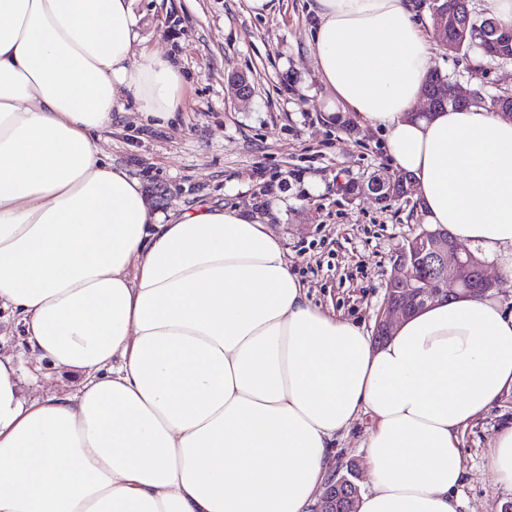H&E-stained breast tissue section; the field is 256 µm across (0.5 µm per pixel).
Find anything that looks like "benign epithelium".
<instances>
[{
    "mask_svg": "<svg viewBox=\"0 0 512 512\" xmlns=\"http://www.w3.org/2000/svg\"><path fill=\"white\" fill-rule=\"evenodd\" d=\"M428 110H434L442 101L470 106L476 103L475 93L454 84L448 90L433 89L423 93ZM412 181L399 183L389 175L376 180L371 189H362V195H372L378 200L394 197L398 200L411 197ZM389 286L399 287L397 294H388L384 313L377 324V336L385 339L393 335L397 322L429 303L448 299L449 293L457 296L479 295L495 287L488 277L483 261L472 251L454 241L445 230L425 231L407 241L396 253L394 275ZM345 478L332 481L321 498L319 512L339 510L336 488Z\"/></svg>",
    "mask_w": 512,
    "mask_h": 512,
    "instance_id": "obj_1",
    "label": "benign epithelium"
}]
</instances>
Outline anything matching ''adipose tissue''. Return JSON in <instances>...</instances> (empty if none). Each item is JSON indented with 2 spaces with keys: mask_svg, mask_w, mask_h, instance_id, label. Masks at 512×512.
<instances>
[{
  "mask_svg": "<svg viewBox=\"0 0 512 512\" xmlns=\"http://www.w3.org/2000/svg\"><path fill=\"white\" fill-rule=\"evenodd\" d=\"M135 2L0 0V512H308L366 415L357 512H458L460 436L512 394V311L457 297L378 343L310 303L259 218L154 211L101 147L127 100L180 106ZM311 9L328 121L376 130L423 223L512 282V118L419 111L413 0ZM489 459L512 494V423Z\"/></svg>",
  "mask_w": 512,
  "mask_h": 512,
  "instance_id": "1",
  "label": "adipose tissue"
}]
</instances>
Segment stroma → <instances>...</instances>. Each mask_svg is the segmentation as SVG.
Here are the masks:
<instances>
[{"mask_svg": "<svg viewBox=\"0 0 512 512\" xmlns=\"http://www.w3.org/2000/svg\"><path fill=\"white\" fill-rule=\"evenodd\" d=\"M310 3L270 0L256 15L246 0H138L143 46L178 63L182 104L157 126L129 101L102 148L142 181L161 213L213 203L259 214L282 237L310 301L372 330L398 248L425 226L405 202L343 193L391 162L373 128L326 121L309 54ZM431 51L433 69L465 89L512 93V62L454 54L437 40ZM240 77L252 88L244 101L234 91ZM511 421L508 396L464 433L459 512H501L512 502L489 472L496 432ZM371 424L367 416L355 422L332 459L354 464L362 482Z\"/></svg>", "mask_w": 512, "mask_h": 512, "instance_id": "35a3bbf8", "label": "stroma"}]
</instances>
